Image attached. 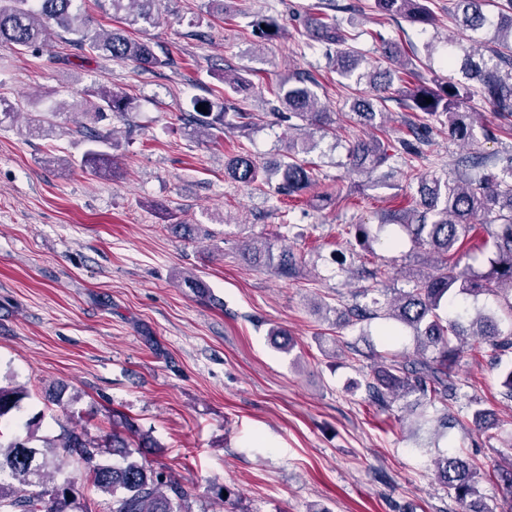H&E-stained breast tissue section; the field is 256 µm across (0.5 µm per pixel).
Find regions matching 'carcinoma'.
Returning a JSON list of instances; mask_svg holds the SVG:
<instances>
[{
    "label": "carcinoma",
    "instance_id": "1",
    "mask_svg": "<svg viewBox=\"0 0 512 512\" xmlns=\"http://www.w3.org/2000/svg\"><path fill=\"white\" fill-rule=\"evenodd\" d=\"M74 0H0V42L21 49L34 48L45 42L51 29L59 28L72 35L70 42L90 54L117 61H132L152 71L174 65L172 57L159 56L146 40L112 30L99 31L86 16L73 8ZM112 17L130 27L155 25L162 18L166 0H106ZM453 15L471 31L494 29L495 37L480 43L485 53L474 47L463 50L457 59L465 77L478 83L476 88L455 82L428 79L417 69L409 68L402 46L385 38L379 31H369L380 42L381 60L386 66L373 71H359L361 55L351 42L362 33L348 31L331 11L336 4L323 3L317 14L308 18L313 36L324 45L328 60L337 66L340 76L359 85L363 82L375 92L383 105L395 100L405 109L431 117H445L448 139L472 142L474 128L481 125L480 113L467 112V100L478 93L490 109L503 117H512V0H453ZM374 11L379 25L402 18L419 26H433L436 18L430 0H375ZM252 32L264 40L281 38L285 30L277 18L260 15L251 21ZM224 89L241 94L253 88L252 81L232 68L222 74ZM403 83L394 87V81ZM318 83L307 73L291 72L281 78L273 90L277 119L288 123L296 135L288 138L283 159L276 163H259L251 154L240 151L225 166L228 175L244 186L265 185L278 194L298 195L317 178V168L305 159L317 142L309 129L322 135L336 134L332 113L319 106L314 87ZM432 99L426 103V99ZM79 106L97 112L129 115L134 98L120 90L90 89ZM350 111L360 122H373L378 112L372 102L356 97ZM256 115L243 112L227 102L218 112L207 106V112L187 113L186 125L198 137L209 138L224 129H243L255 123ZM89 148L81 158V166L90 171L112 164V151L118 143L111 131L88 130L79 126ZM427 126L413 124L407 132L393 140L372 137L358 140L347 149V165L359 174L371 175L383 167L392 154L420 158L426 144ZM417 207L390 211L380 218L379 229L397 225L404 230L413 246L436 256L431 273L413 279L412 288L402 291L393 303L374 296L370 302H354L346 307L348 326L362 321H389L381 335L397 336L402 330L411 332L416 342V355L401 360L396 356H377L369 367L366 391L371 402L387 405L404 395L418 396L423 408L440 409L429 416L420 413V424L437 423L448 427V401L456 398L457 387L452 372L463 358L464 338L469 336L486 344L501 355L512 350V168L508 174L485 170L474 177L462 173L454 179L433 178L419 183ZM493 217L483 225L491 240L488 267L478 272L463 262L465 246L474 230L475 216ZM242 257L253 266H267L283 280L306 275L308 262L304 255L283 251L274 255L273 244L252 238L243 244ZM485 296L508 298L507 327L485 311L471 312L462 307L468 300ZM25 393L21 389L0 386V421L20 408ZM150 435L135 423L112 413V431L92 437L84 428H69L55 440L37 448L32 437L0 439V512H89L77 502L74 481L47 478L55 459L64 457L80 465L98 490L108 495L107 512H183L189 492L176 484L163 468L133 458L131 449L140 448ZM511 451L504 462L493 469L494 476L512 492V435L505 439ZM119 456L109 462L106 454ZM438 481L462 503L466 512H493L480 494L481 470L461 455L450 452L435 461ZM10 481H5L3 476ZM30 487L22 493L15 484Z\"/></svg>",
    "mask_w": 512,
    "mask_h": 512
}]
</instances>
